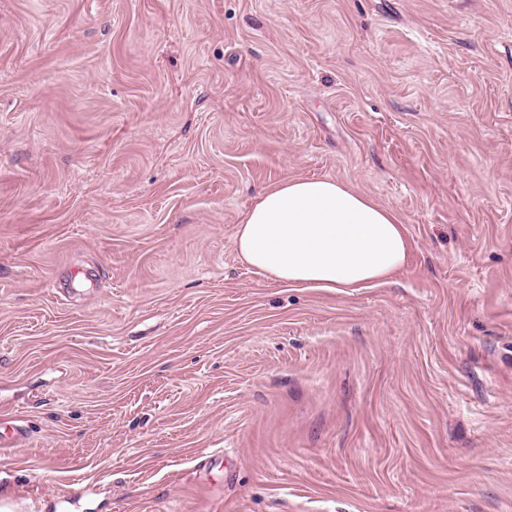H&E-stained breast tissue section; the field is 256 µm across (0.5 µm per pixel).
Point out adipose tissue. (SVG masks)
Returning a JSON list of instances; mask_svg holds the SVG:
<instances>
[{
    "instance_id": "1",
    "label": "adipose tissue",
    "mask_w": 512,
    "mask_h": 512,
    "mask_svg": "<svg viewBox=\"0 0 512 512\" xmlns=\"http://www.w3.org/2000/svg\"><path fill=\"white\" fill-rule=\"evenodd\" d=\"M235 251L273 281L333 292L379 284L402 268L406 227L392 211L333 179H293L259 194Z\"/></svg>"
}]
</instances>
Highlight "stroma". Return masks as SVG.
I'll return each mask as SVG.
<instances>
[{
	"label": "stroma",
	"instance_id": "1",
	"mask_svg": "<svg viewBox=\"0 0 512 512\" xmlns=\"http://www.w3.org/2000/svg\"><path fill=\"white\" fill-rule=\"evenodd\" d=\"M314 177L402 269L242 262ZM1 415L18 512H512V0H0ZM240 259L267 279L333 292L379 284L402 268L406 227L333 179H293L259 194L234 235Z\"/></svg>",
	"mask_w": 512,
	"mask_h": 512
}]
</instances>
